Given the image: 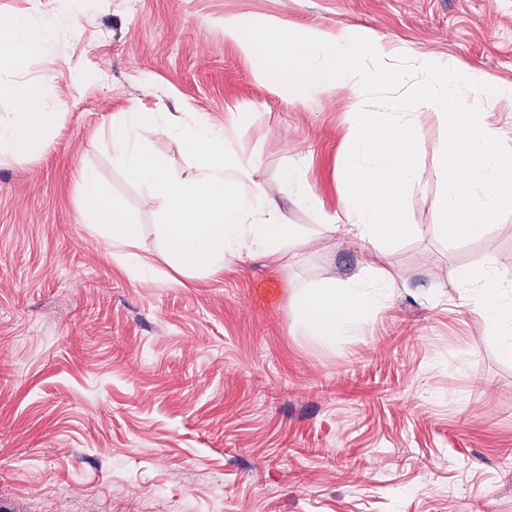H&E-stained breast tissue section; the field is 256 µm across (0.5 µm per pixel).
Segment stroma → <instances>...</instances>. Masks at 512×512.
<instances>
[{
  "label": "stroma",
  "instance_id": "35a3bbf8",
  "mask_svg": "<svg viewBox=\"0 0 512 512\" xmlns=\"http://www.w3.org/2000/svg\"><path fill=\"white\" fill-rule=\"evenodd\" d=\"M77 33L18 62L56 105L33 159L0 158V512H512V360L462 298L457 270L512 269V210L484 238L432 231L445 191L432 153L390 238L398 290L328 346L296 332L286 294L367 267L349 240L294 241L293 259H230L169 282L116 265L81 213V168L159 247L161 201L114 158L130 112L251 113L234 150L278 192L304 157L322 210L344 166L349 92L272 97L224 40V18L380 31L410 54L512 83V0H80ZM172 174L202 155L160 134Z\"/></svg>",
  "mask_w": 512,
  "mask_h": 512
}]
</instances>
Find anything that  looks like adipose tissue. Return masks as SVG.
Wrapping results in <instances>:
<instances>
[{
  "label": "adipose tissue",
  "instance_id": "obj_1",
  "mask_svg": "<svg viewBox=\"0 0 512 512\" xmlns=\"http://www.w3.org/2000/svg\"><path fill=\"white\" fill-rule=\"evenodd\" d=\"M41 28L32 31L20 19L0 40V89L14 95L13 109L0 113V154L28 159L44 149L59 115L44 95L18 79L20 53H37L60 30H74L78 15L60 14L31 6ZM224 38L248 58L258 80L280 98L304 100L325 91L352 90L346 114L345 164L353 183L336 212L321 210L302 162L289 164L282 183L308 207L318 210L314 237H350L382 252L388 233L402 229L398 198L406 185L421 176L413 151L430 148L438 161V176L447 189L440 210L460 215L455 224L434 225L442 239L484 237L501 213L512 209V146L486 121L495 104L512 100V83L491 79L483 72L452 73L448 63L424 55H409L406 82L414 109L436 113L441 120L466 106L471 122L457 129L453 140H430L411 112L396 105L372 108L369 96L385 83L381 63L394 46L376 32L346 27L296 28L280 19L254 20L241 15L224 18ZM251 125L246 112L229 113L216 125L201 113L135 112L112 122V151L125 163L128 175L144 186L149 197L162 200L165 220L158 227L160 258L185 273L203 268L223 270L226 258L261 256L279 263L298 232L287 223L280 201L260 178L261 165L238 157L236 139ZM179 137L203 155L195 175L173 177L164 156L145 151L156 134ZM83 187L84 222L100 232L120 267L145 277L155 266L137 260L141 229L121 206L109 202L93 169L79 173ZM466 301L474 303L483 321L500 337V351L512 358V274L478 260L457 274ZM394 285L383 269L357 273L345 280L326 281L294 289L290 302L294 324L304 335L325 344L350 336L369 317L384 308Z\"/></svg>",
  "mask_w": 512,
  "mask_h": 512
}]
</instances>
